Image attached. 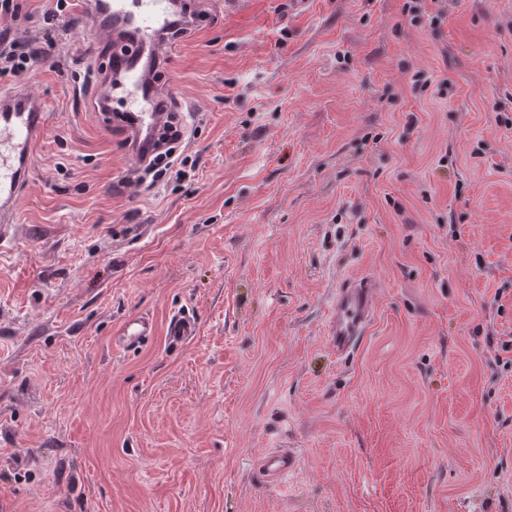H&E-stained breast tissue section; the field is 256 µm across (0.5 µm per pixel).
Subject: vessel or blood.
Instances as JSON below:
<instances>
[{"mask_svg": "<svg viewBox=\"0 0 512 512\" xmlns=\"http://www.w3.org/2000/svg\"><path fill=\"white\" fill-rule=\"evenodd\" d=\"M84 14L109 43L87 82L93 110L122 136L134 162L145 163L171 120L165 108L171 95L153 79L154 72L169 64V25L176 16L185 28L193 27L196 20L189 10L179 9L176 0H84ZM117 102L122 105L118 111L113 108ZM47 121L42 98L20 86L0 88V239L16 222L19 201L30 182L34 150L44 138ZM374 295L373 286L359 280L337 289L329 326L337 353H351L362 341L373 315ZM197 329L195 317L180 314L170 321L167 334L178 344ZM153 332L149 319H129L114 346L123 350L138 346ZM293 466L294 457L285 450L267 455L262 464L266 475L275 479L288 475Z\"/></svg>", "mask_w": 512, "mask_h": 512, "instance_id": "b4317fda", "label": "vessel or blood"}]
</instances>
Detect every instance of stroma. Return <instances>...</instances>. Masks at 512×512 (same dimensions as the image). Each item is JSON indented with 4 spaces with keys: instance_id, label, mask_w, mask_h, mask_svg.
I'll list each match as a JSON object with an SVG mask.
<instances>
[{
    "instance_id": "stroma-1",
    "label": "stroma",
    "mask_w": 512,
    "mask_h": 512,
    "mask_svg": "<svg viewBox=\"0 0 512 512\" xmlns=\"http://www.w3.org/2000/svg\"><path fill=\"white\" fill-rule=\"evenodd\" d=\"M404 3L211 11L163 79L197 167L137 188L72 7L0 241V512H512V0ZM349 279L375 309L340 357ZM375 288L349 280L336 290L330 318V341L336 353L349 354L362 341L374 311ZM198 329L195 317L189 314L176 315L169 323L167 336L172 343H181L194 336ZM154 328L152 322L145 317H135L127 320L114 338V347L127 349L136 347L144 340L153 336ZM293 467L294 457L288 450H279L267 455L261 466L268 477L275 479L287 476Z\"/></svg>"
}]
</instances>
